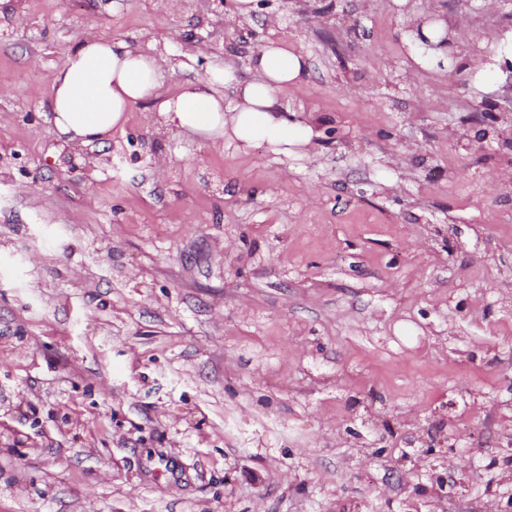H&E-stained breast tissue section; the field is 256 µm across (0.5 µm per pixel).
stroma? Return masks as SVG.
<instances>
[{"instance_id": "35a3bbf8", "label": "stroma", "mask_w": 512, "mask_h": 512, "mask_svg": "<svg viewBox=\"0 0 512 512\" xmlns=\"http://www.w3.org/2000/svg\"><path fill=\"white\" fill-rule=\"evenodd\" d=\"M511 32L512 0L0 5V512H512V86L458 62ZM111 36L228 100L284 41L317 135L201 146L148 102L60 139L53 73Z\"/></svg>"}]
</instances>
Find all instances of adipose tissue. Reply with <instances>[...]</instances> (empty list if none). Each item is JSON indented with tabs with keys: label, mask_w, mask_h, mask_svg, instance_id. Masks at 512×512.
<instances>
[{
	"label": "adipose tissue",
	"mask_w": 512,
	"mask_h": 512,
	"mask_svg": "<svg viewBox=\"0 0 512 512\" xmlns=\"http://www.w3.org/2000/svg\"><path fill=\"white\" fill-rule=\"evenodd\" d=\"M249 62L251 77L236 87L232 101H225L209 79L184 81L164 98L165 61L155 45L141 47L119 37L87 38L54 72L51 122L68 141L100 144L124 129L134 106L153 101L161 127L177 129L202 145L233 143L247 149L264 143L286 155L308 145L315 135L313 123L289 121L277 97L283 86L305 83V58L270 40Z\"/></svg>",
	"instance_id": "ef3b65f1"
}]
</instances>
